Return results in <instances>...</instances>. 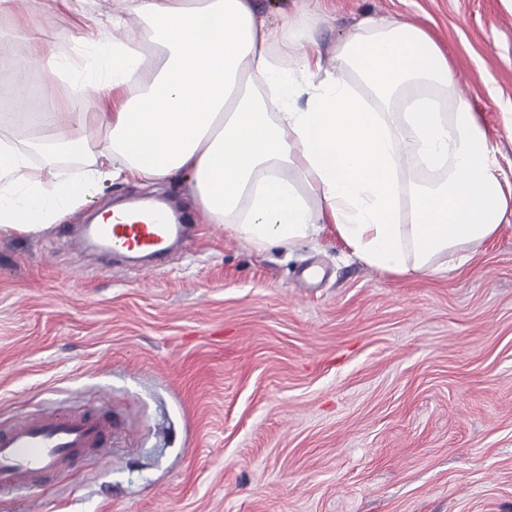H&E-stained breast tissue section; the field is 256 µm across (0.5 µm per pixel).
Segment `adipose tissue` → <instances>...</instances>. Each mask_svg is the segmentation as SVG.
I'll list each match as a JSON object with an SVG mask.
<instances>
[{
    "instance_id": "obj_1",
    "label": "adipose tissue",
    "mask_w": 512,
    "mask_h": 512,
    "mask_svg": "<svg viewBox=\"0 0 512 512\" xmlns=\"http://www.w3.org/2000/svg\"><path fill=\"white\" fill-rule=\"evenodd\" d=\"M143 37L97 50L78 85L104 138L84 116L17 112L45 129L42 146L92 158L79 180L33 170L31 147L0 132V234L37 235L105 180L161 181L181 170L206 223L259 250L292 249L335 229L358 260L394 277L466 264L493 237L508 199L486 132L466 102L439 108L453 87L448 60L423 29L362 19L326 67L316 37L287 36L256 0H131ZM356 71L375 104L344 79ZM421 87L404 111L388 104ZM419 163L438 183L399 179ZM316 205H309L304 192Z\"/></svg>"
}]
</instances>
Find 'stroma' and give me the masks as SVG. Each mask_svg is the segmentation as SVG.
<instances>
[{
    "label": "stroma",
    "instance_id": "stroma-1",
    "mask_svg": "<svg viewBox=\"0 0 512 512\" xmlns=\"http://www.w3.org/2000/svg\"><path fill=\"white\" fill-rule=\"evenodd\" d=\"M327 67L363 16L426 30L512 188V0H258ZM127 0H8L0 125L92 113L41 65L122 37ZM34 22L48 44L18 31ZM188 172L102 182L48 231L0 235V420L95 411L112 447L0 512H512V209L472 261L394 278L335 233L256 250L203 223ZM158 195L190 242L156 272L77 246L86 217Z\"/></svg>",
    "mask_w": 512,
    "mask_h": 512
}]
</instances>
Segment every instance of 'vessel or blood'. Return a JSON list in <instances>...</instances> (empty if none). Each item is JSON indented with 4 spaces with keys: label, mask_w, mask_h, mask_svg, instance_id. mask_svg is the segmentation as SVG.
Listing matches in <instances>:
<instances>
[{
    "label": "vessel or blood",
    "mask_w": 512,
    "mask_h": 512,
    "mask_svg": "<svg viewBox=\"0 0 512 512\" xmlns=\"http://www.w3.org/2000/svg\"><path fill=\"white\" fill-rule=\"evenodd\" d=\"M130 223L95 224L87 238L121 255L162 260L172 240L183 238L184 218L161 204L140 206ZM108 419L58 411L0 422V493L29 489L68 470L73 461L107 451Z\"/></svg>",
    "instance_id": "b4317fda"
}]
</instances>
